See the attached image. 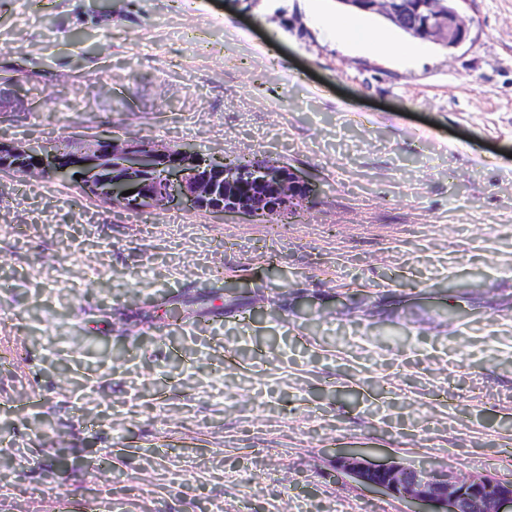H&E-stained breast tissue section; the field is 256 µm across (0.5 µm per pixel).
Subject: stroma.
Segmentation results:
<instances>
[{"mask_svg": "<svg viewBox=\"0 0 512 512\" xmlns=\"http://www.w3.org/2000/svg\"><path fill=\"white\" fill-rule=\"evenodd\" d=\"M336 9L0 0L9 138L272 153L321 189L254 223L0 173V512H409L348 449L512 479V0L407 58ZM323 24L336 32V37L350 44L365 45L377 53L406 55L410 50L402 45H396L376 37L372 31L365 28L356 14L349 16H330Z\"/></svg>", "mask_w": 512, "mask_h": 512, "instance_id": "35a3bbf8", "label": "stroma"}]
</instances>
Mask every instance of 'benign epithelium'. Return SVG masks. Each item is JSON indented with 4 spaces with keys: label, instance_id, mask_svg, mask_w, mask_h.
<instances>
[{
    "label": "benign epithelium",
    "instance_id": "7a95c632",
    "mask_svg": "<svg viewBox=\"0 0 512 512\" xmlns=\"http://www.w3.org/2000/svg\"><path fill=\"white\" fill-rule=\"evenodd\" d=\"M376 14L413 37L454 49L469 29L456 0H337ZM0 171L74 178L80 189L126 212L185 206L224 216L263 222L273 214L299 213L317 203L319 189L307 176L283 163L255 158L244 168L223 155L204 154L185 144L102 130L83 150L74 141L31 146L0 138ZM130 189L135 193L125 196ZM336 473L370 490L410 504L429 503L432 512H507L512 479L487 474L454 475L434 466L397 461L373 464L361 454L336 457Z\"/></svg>",
    "mask_w": 512,
    "mask_h": 512
}]
</instances>
